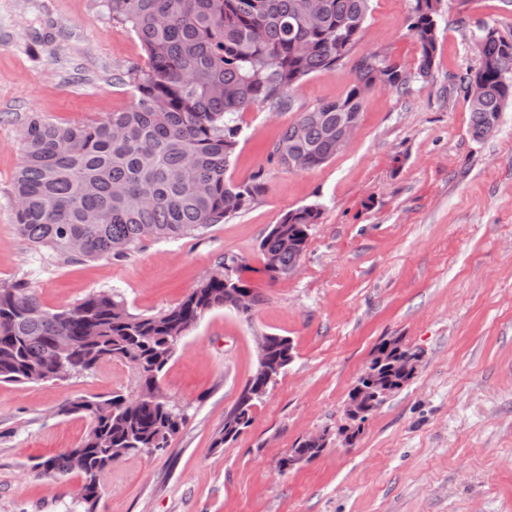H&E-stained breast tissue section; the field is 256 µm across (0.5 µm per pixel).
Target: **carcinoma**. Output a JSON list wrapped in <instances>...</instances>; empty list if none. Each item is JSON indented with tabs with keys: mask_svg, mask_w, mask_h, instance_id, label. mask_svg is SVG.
Here are the masks:
<instances>
[{
	"mask_svg": "<svg viewBox=\"0 0 512 512\" xmlns=\"http://www.w3.org/2000/svg\"><path fill=\"white\" fill-rule=\"evenodd\" d=\"M439 3L414 0L410 15L422 77L434 65ZM107 7L130 26L148 56L146 67L128 72L137 101L101 122L53 123L36 116L23 129L13 180L15 223L21 239L50 261L124 258L146 240L191 235L249 206L255 186L225 177L241 133L240 113L255 104L286 110L291 91L306 77L348 59L371 0H107ZM475 46L480 65L463 82L471 133L479 138L512 100V79H503L498 68L512 45L487 27ZM376 67L389 73L391 87L407 89L398 65L378 54L361 57L345 94L300 113L272 145L270 158L286 168L285 151H293L305 157L306 171L336 155V132L362 112L361 92ZM475 82L482 87L476 99L470 94ZM319 218L318 205L301 206L282 217L283 229L264 236L261 253L277 258V265H264L270 282L300 261L309 225ZM242 270L237 267L229 286L224 275H211L176 305L150 315L131 312L114 291H93L72 307L52 310L25 284L0 283V382L62 381L112 359L137 372L140 406H124L121 391L67 402L61 412L88 417L89 432L76 447L34 465L49 478L79 474L87 488L78 499L84 512H96L107 467L164 450L185 423V410L158 395L160 374L188 325L216 308L237 309L240 289L259 299ZM264 352L279 377L288 367V343L270 334ZM271 384L253 372L215 446L249 426L261 399L257 390ZM81 452L87 464L76 469L73 460Z\"/></svg>",
	"mask_w": 512,
	"mask_h": 512,
	"instance_id": "carcinoma-1",
	"label": "carcinoma"
}]
</instances>
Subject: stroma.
Returning a JSON list of instances; mask_svg holds the SVG:
<instances>
[{
    "label": "stroma",
    "instance_id": "1",
    "mask_svg": "<svg viewBox=\"0 0 512 512\" xmlns=\"http://www.w3.org/2000/svg\"><path fill=\"white\" fill-rule=\"evenodd\" d=\"M412 0H372L349 60L308 76L282 112L242 113L226 172L258 181L236 216L178 239L148 240L123 260L46 262L20 240L12 181L27 117L105 120L129 108L125 78L147 55L105 0H0V282L21 281L49 309L97 290L132 312L175 305L224 257L259 293L250 315L216 309L184 337L161 386L187 420L166 450L115 462L98 512H512V104L496 130L470 134L460 75L475 71L484 27L512 36V0H441L428 76L416 69ZM372 53L408 77L371 92L354 137L318 168L291 171L268 152L299 113L342 96ZM317 203L296 274L268 282L258 245L271 225ZM289 337L294 358L224 446L214 441L255 365L256 338ZM417 351L411 379L365 422L351 389L383 341ZM121 360L55 383H0V512H83L79 479L33 463L77 446L89 420L77 396L133 392ZM328 433L309 462H279Z\"/></svg>",
    "mask_w": 512,
    "mask_h": 512
}]
</instances>
